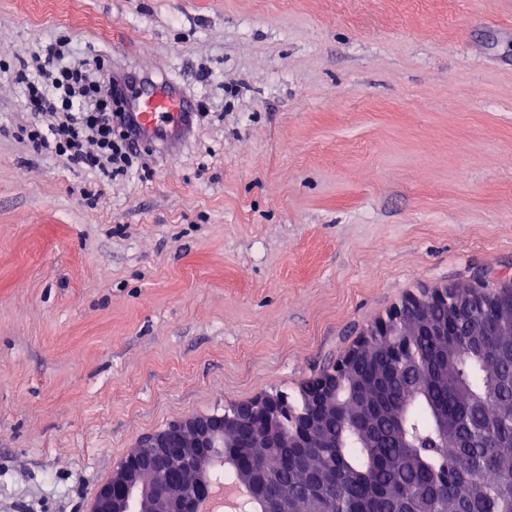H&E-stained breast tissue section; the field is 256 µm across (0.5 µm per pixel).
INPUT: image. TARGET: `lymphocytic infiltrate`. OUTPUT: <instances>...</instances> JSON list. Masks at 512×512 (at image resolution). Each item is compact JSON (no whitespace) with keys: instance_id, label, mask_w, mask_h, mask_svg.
<instances>
[{"instance_id":"obj_1","label":"lymphocytic infiltrate","mask_w":512,"mask_h":512,"mask_svg":"<svg viewBox=\"0 0 512 512\" xmlns=\"http://www.w3.org/2000/svg\"><path fill=\"white\" fill-rule=\"evenodd\" d=\"M66 42L45 45L31 71L18 81L34 119L25 128L37 153L108 173L128 171L140 156L142 141L125 101L138 77L104 72L103 61L69 64ZM51 122H41V115Z\"/></svg>"}]
</instances>
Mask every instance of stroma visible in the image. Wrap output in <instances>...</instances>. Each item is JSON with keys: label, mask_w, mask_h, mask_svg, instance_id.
<instances>
[{"label": "stroma", "mask_w": 512, "mask_h": 512, "mask_svg": "<svg viewBox=\"0 0 512 512\" xmlns=\"http://www.w3.org/2000/svg\"><path fill=\"white\" fill-rule=\"evenodd\" d=\"M65 39L196 117L113 178L20 137ZM512 277V0H0V512L299 394L412 292Z\"/></svg>", "instance_id": "1"}]
</instances>
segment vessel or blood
<instances>
[{
    "instance_id": "vessel-or-blood-1",
    "label": "vessel or blood",
    "mask_w": 512,
    "mask_h": 512,
    "mask_svg": "<svg viewBox=\"0 0 512 512\" xmlns=\"http://www.w3.org/2000/svg\"><path fill=\"white\" fill-rule=\"evenodd\" d=\"M128 108L141 132L152 139L177 137L191 113L190 104L170 81L145 85Z\"/></svg>"
}]
</instances>
